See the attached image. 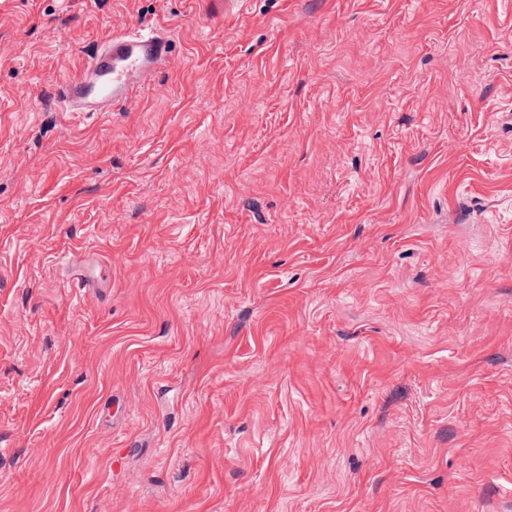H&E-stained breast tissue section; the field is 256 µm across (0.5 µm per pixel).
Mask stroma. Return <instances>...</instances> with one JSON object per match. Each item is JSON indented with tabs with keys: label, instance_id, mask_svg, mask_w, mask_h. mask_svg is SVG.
<instances>
[{
	"label": "stroma",
	"instance_id": "1",
	"mask_svg": "<svg viewBox=\"0 0 512 512\" xmlns=\"http://www.w3.org/2000/svg\"><path fill=\"white\" fill-rule=\"evenodd\" d=\"M0 512H512V0H0ZM162 31L114 32L82 68L56 88L65 112H115L148 85L169 53Z\"/></svg>",
	"mask_w": 512,
	"mask_h": 512
}]
</instances>
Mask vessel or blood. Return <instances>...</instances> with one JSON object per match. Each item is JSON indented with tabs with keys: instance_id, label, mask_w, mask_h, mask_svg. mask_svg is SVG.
I'll use <instances>...</instances> for the list:
<instances>
[{
	"instance_id": "vessel-or-blood-1",
	"label": "vessel or blood",
	"mask_w": 512,
	"mask_h": 512,
	"mask_svg": "<svg viewBox=\"0 0 512 512\" xmlns=\"http://www.w3.org/2000/svg\"><path fill=\"white\" fill-rule=\"evenodd\" d=\"M164 32H115L85 60L82 68L56 88L67 112L108 113L123 107L148 85L169 53Z\"/></svg>"
}]
</instances>
